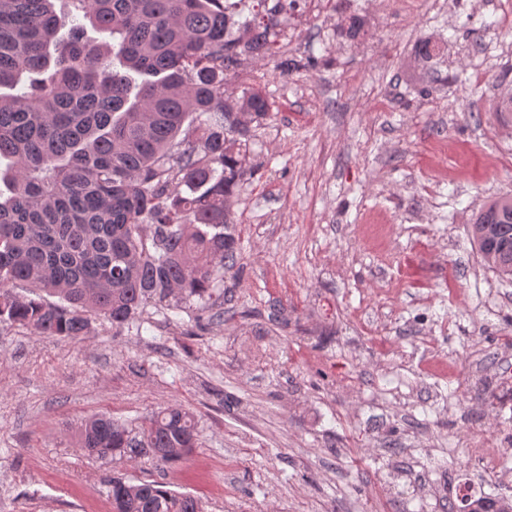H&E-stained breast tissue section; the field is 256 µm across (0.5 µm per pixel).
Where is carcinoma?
<instances>
[{
	"label": "carcinoma",
	"instance_id": "obj_1",
	"mask_svg": "<svg viewBox=\"0 0 512 512\" xmlns=\"http://www.w3.org/2000/svg\"><path fill=\"white\" fill-rule=\"evenodd\" d=\"M57 2L0 0V323L78 339L93 315L121 327L152 299L203 300L236 264L230 207L254 171L235 144L270 102L227 85L299 0L236 28L229 0H64L66 37ZM88 25L112 43L85 41ZM471 238L512 277L511 196L481 209ZM21 284L61 303L20 295ZM196 440L193 415L173 406L148 416L139 440L100 415L79 433L91 456L157 463ZM110 496L112 512H203L157 481L116 479ZM467 512H512V500H474Z\"/></svg>",
	"mask_w": 512,
	"mask_h": 512
}]
</instances>
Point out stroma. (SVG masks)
Masks as SVG:
<instances>
[{
	"mask_svg": "<svg viewBox=\"0 0 512 512\" xmlns=\"http://www.w3.org/2000/svg\"><path fill=\"white\" fill-rule=\"evenodd\" d=\"M277 32L229 86L272 109L211 299L79 341L0 323V512H111L116 478L205 512H448L464 475L512 498V279L470 237L512 196V0H300ZM169 405L197 424L179 460L78 446L88 415L135 437ZM489 438L497 477L468 448Z\"/></svg>",
	"mask_w": 512,
	"mask_h": 512,
	"instance_id": "35a3bbf8",
	"label": "stroma"
}]
</instances>
